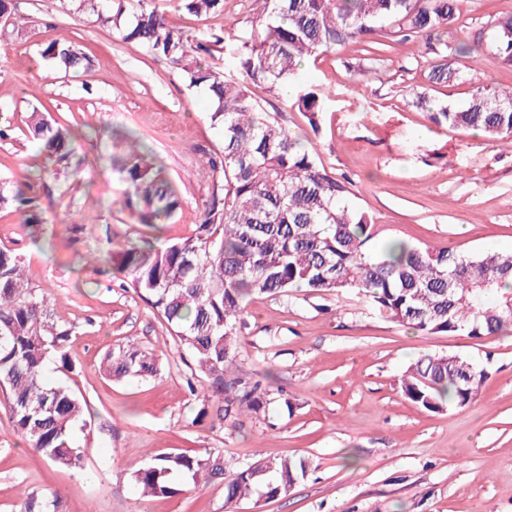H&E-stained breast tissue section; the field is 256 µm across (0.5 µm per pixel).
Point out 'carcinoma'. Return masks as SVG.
Listing matches in <instances>:
<instances>
[{"instance_id": "obj_1", "label": "carcinoma", "mask_w": 512, "mask_h": 512, "mask_svg": "<svg viewBox=\"0 0 512 512\" xmlns=\"http://www.w3.org/2000/svg\"><path fill=\"white\" fill-rule=\"evenodd\" d=\"M79 8L112 23L124 40L140 44L156 60L183 73L192 87H205L212 100L210 121L224 132L222 150L206 154L203 177L212 182L193 233L159 245L148 239L109 251L113 270L170 325L190 353L197 371L221 402L222 417L265 411L270 387L260 373L240 366L231 321L257 296L288 297L301 288L338 297L355 294L400 326L424 334L494 335L512 327V251L487 254L430 250L401 241L374 239L372 216L355 206L352 183L327 171L313 149L263 112L250 86L279 93L293 85L291 107L308 114L312 127L325 111V94L301 82V64L337 47L374 35L379 24L394 32L432 35L451 25L459 0H263L265 19L240 43L220 35L198 40L170 24L156 8L141 2L110 0L112 11H97L95 0ZM197 17L224 12V0H180ZM490 47L512 64V15L491 21ZM224 45L235 72L211 65L213 48ZM42 56L67 71L83 67V54L70 42L55 40ZM461 69L443 55L429 81H456ZM436 124L482 132L512 146V88L478 86L463 109L443 106ZM29 130L47 158L63 161L79 134L51 124L37 110ZM150 148L133 139L113 167L128 186L125 204L140 223H169L180 208L179 190L148 160ZM13 207L30 226L43 220L20 188L0 184V208ZM49 301L28 291L21 258L0 248V388L7 394L14 430L46 463L81 467L83 450L73 427L83 419L84 401L63 385L46 383L43 369L54 359L67 368L73 330L50 319ZM109 377H148L159 359L129 344L104 359ZM269 378V375L262 376ZM485 373L453 354H424L407 370L403 395L438 411L464 407L476 399ZM306 459L267 458L235 468L226 477L221 455L161 452L132 475L141 493L172 498L202 479L224 480L225 512H236L250 496L273 499L306 477ZM57 495L31 493L20 512H56Z\"/></svg>"}]
</instances>
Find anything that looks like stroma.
<instances>
[{"label": "stroma", "mask_w": 512, "mask_h": 512, "mask_svg": "<svg viewBox=\"0 0 512 512\" xmlns=\"http://www.w3.org/2000/svg\"><path fill=\"white\" fill-rule=\"evenodd\" d=\"M171 24L193 33L248 36L262 0H224L223 14L198 18L179 0H156ZM18 26H0V180L25 190L45 221L23 224L0 210V247L25 264L55 322L72 327L69 368L48 362V382L84 397L73 435L83 466L48 465L18 435L0 394V512L27 493H57L59 512H224V486L200 482L176 498L145 497L131 477L157 453L220 451L228 464L260 453L307 458L308 477L273 500L242 501L237 512H512V329L480 338L423 335L352 296L259 297L234 331L243 365L259 364L285 402L266 414L222 419L204 376L164 319L102 263L111 245L146 232L123 206L125 184L109 157L121 133L146 142L180 188L181 208L161 240L191 235L210 194L193 175L201 152L221 148L206 89L123 41L111 25L70 0H15ZM512 0H461L452 27L433 36L383 33L382 51L352 43L302 66L305 81L329 90L319 127L284 99L254 89L262 110L310 144L329 172L347 176L352 201L374 218V240L480 252L512 250V150L477 131L435 125L431 103L464 106L473 88L512 87V65L485 50L464 80L433 85L428 73L445 45L488 41L492 19ZM57 39L88 59L72 73L40 55ZM80 128L77 170L31 176L40 152L27 130L33 108ZM133 344L160 358L157 375L110 381L108 351ZM424 353L456 354L487 372L476 401L427 411L400 380Z\"/></svg>", "instance_id": "35a3bbf8"}]
</instances>
